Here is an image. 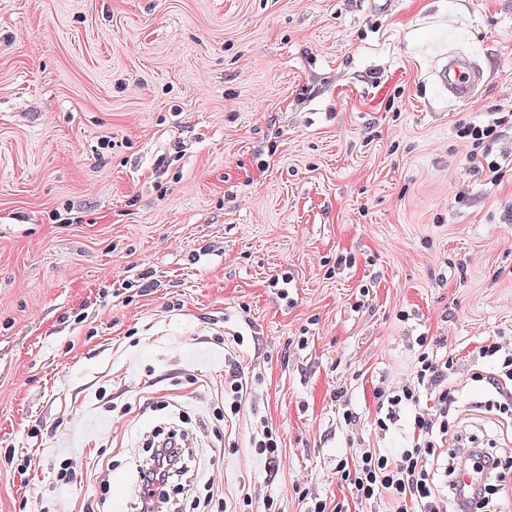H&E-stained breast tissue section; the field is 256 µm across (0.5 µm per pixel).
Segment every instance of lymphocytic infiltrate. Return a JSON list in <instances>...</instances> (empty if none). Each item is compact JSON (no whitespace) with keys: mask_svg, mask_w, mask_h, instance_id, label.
<instances>
[{"mask_svg":"<svg viewBox=\"0 0 512 512\" xmlns=\"http://www.w3.org/2000/svg\"><path fill=\"white\" fill-rule=\"evenodd\" d=\"M450 368L449 361L421 353L413 382L386 394L389 409L399 408L403 404L415 407L412 441L396 456L368 448L359 450L355 464L338 463L340 478L348 482L356 499L373 501L387 496L395 504V512H440L429 461L435 457L438 448L447 442L449 392L444 389L443 383L448 378ZM421 387L435 389L436 403L433 409H419L417 390ZM501 466L499 456L479 448L472 449L468 454L457 455L455 462L446 470L454 499L470 500L477 512H484L488 506L485 478L498 472ZM183 467V462L173 449L154 448L149 460L138 469L143 498H155L157 492L171 482ZM464 470L469 471L473 478L472 485L467 487L457 481L458 474Z\"/></svg>","mask_w":512,"mask_h":512,"instance_id":"obj_1","label":"lymphocytic infiltrate"}]
</instances>
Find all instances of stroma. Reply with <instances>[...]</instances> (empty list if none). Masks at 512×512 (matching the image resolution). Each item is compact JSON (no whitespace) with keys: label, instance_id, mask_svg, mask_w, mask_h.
Segmentation results:
<instances>
[{"label":"stroma","instance_id":"obj_1","mask_svg":"<svg viewBox=\"0 0 512 512\" xmlns=\"http://www.w3.org/2000/svg\"><path fill=\"white\" fill-rule=\"evenodd\" d=\"M373 4L0 0V512H139L175 418L199 454L168 512H392L336 466L409 444L376 393L424 349L449 429L512 458L479 355L512 343V124L495 181L457 134L512 113V0ZM444 54L481 69L470 101ZM436 73L440 83L458 102L472 99L481 87L480 71L462 58H441ZM226 387L228 390H226ZM248 383L246 380L243 381L242 377L236 372H231L228 377V381L226 382V378L224 381V412L228 414L226 411V393L228 395V408L229 412L233 415L236 414L240 407L241 401L243 399L244 393L247 392ZM230 401V402H229ZM252 444L256 454L263 456L269 463L279 457L277 437L271 428H264L261 434L254 437Z\"/></svg>","mask_w":512,"mask_h":512}]
</instances>
